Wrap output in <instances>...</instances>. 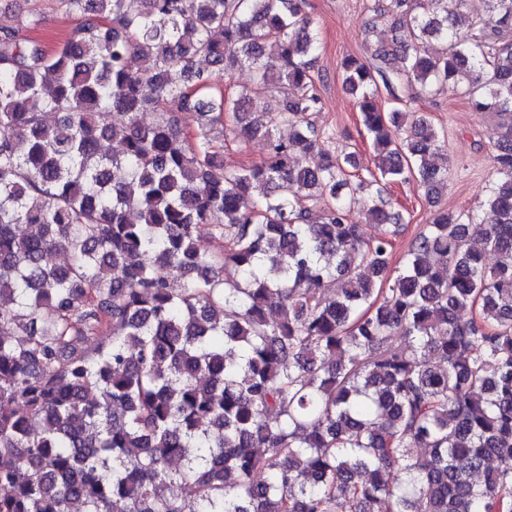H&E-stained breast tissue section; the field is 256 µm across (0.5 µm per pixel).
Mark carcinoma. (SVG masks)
I'll return each mask as SVG.
<instances>
[{"label": "carcinoma", "instance_id": "cac0c4a2", "mask_svg": "<svg viewBox=\"0 0 512 512\" xmlns=\"http://www.w3.org/2000/svg\"><path fill=\"white\" fill-rule=\"evenodd\" d=\"M57 2L89 19L54 50L0 29V512H512V43L445 0L367 6L392 39L341 63L365 177L355 153L318 151L305 0ZM483 10L512 32V0ZM199 58L251 87L212 92ZM273 79L283 98L256 117ZM445 87L498 119L494 174L395 267L381 181L430 203L448 187L445 130L414 110ZM172 104L204 117L195 138ZM219 126L267 157L225 168ZM356 206L387 231L367 236ZM463 0H447V9L448 15L463 11V3H468L469 8H471L474 14H478L477 18H474L476 21L475 25L472 27V32L476 34L478 37L483 38L488 43H494L501 40H510L512 36L510 33L508 34H499L497 30H494L492 25L488 23L484 16H480L481 7L480 0H469L467 2H462Z\"/></svg>", "mask_w": 512, "mask_h": 512}]
</instances>
